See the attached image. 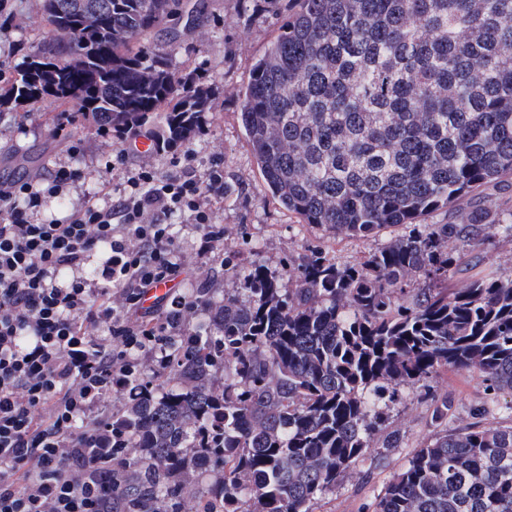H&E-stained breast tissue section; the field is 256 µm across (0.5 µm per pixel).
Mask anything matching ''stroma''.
<instances>
[{
    "mask_svg": "<svg viewBox=\"0 0 512 512\" xmlns=\"http://www.w3.org/2000/svg\"><path fill=\"white\" fill-rule=\"evenodd\" d=\"M289 4L290 0H280L279 7L265 9L259 0H182L180 14L170 18L152 46L167 57L179 80H193L207 95L204 123L189 143H175L161 155L133 152L126 160L127 167L151 166L162 173L188 147L200 170L213 157H222L228 191L217 216L224 224V241L275 273L288 258H300L311 248L351 261L402 233L393 227L368 239L337 236L301 223L264 192L238 112L252 68L286 20ZM43 5V0H9L6 13L0 14V75L15 74L37 52L48 29ZM61 112L50 99L21 108L0 107L1 183L24 180L60 164L80 171L68 195L47 203L42 213L46 219H63L85 199L103 197L112 179L105 169L112 153L111 135L87 114H76L72 124L61 125ZM443 397L452 404L449 428L473 422L512 425L506 397L489 394L479 375L439 372L409 387L407 399L391 410L372 448L334 491L314 503L313 512H372L393 476L437 433L431 414L435 400ZM391 433L396 442L390 447L386 438Z\"/></svg>",
    "mask_w": 512,
    "mask_h": 512,
    "instance_id": "obj_1",
    "label": "stroma"
}]
</instances>
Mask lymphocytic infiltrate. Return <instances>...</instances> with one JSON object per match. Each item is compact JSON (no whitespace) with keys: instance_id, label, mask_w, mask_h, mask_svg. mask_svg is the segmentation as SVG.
Segmentation results:
<instances>
[{"instance_id":"lymphocytic-infiltrate-1","label":"lymphocytic infiltrate","mask_w":512,"mask_h":512,"mask_svg":"<svg viewBox=\"0 0 512 512\" xmlns=\"http://www.w3.org/2000/svg\"><path fill=\"white\" fill-rule=\"evenodd\" d=\"M193 157L184 151L165 174L136 169L115 200L61 222L39 215L74 169L0 185V512H106L112 441L123 434L109 401L158 337L199 312L187 289L143 305L186 265L171 217L195 230L198 258L224 252V164L200 177Z\"/></svg>"}]
</instances>
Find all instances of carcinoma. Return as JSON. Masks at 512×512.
Wrapping results in <instances>:
<instances>
[{
    "label": "carcinoma",
    "instance_id": "cac0c4a2",
    "mask_svg": "<svg viewBox=\"0 0 512 512\" xmlns=\"http://www.w3.org/2000/svg\"><path fill=\"white\" fill-rule=\"evenodd\" d=\"M180 6L44 0L71 36L43 37L0 105L49 97L114 128L161 113L167 140L189 139L206 99L139 44ZM86 12L100 20L89 33ZM239 117L266 188L303 223L408 233L353 262L312 250L278 275L225 250L238 287L219 301L194 289L197 321L120 396L112 512H312L406 386L452 369L512 396V277L461 266L462 251L512 239V0H298ZM463 273L461 288L434 287ZM375 512H512V426L435 434Z\"/></svg>",
    "mask_w": 512,
    "mask_h": 512
}]
</instances>
